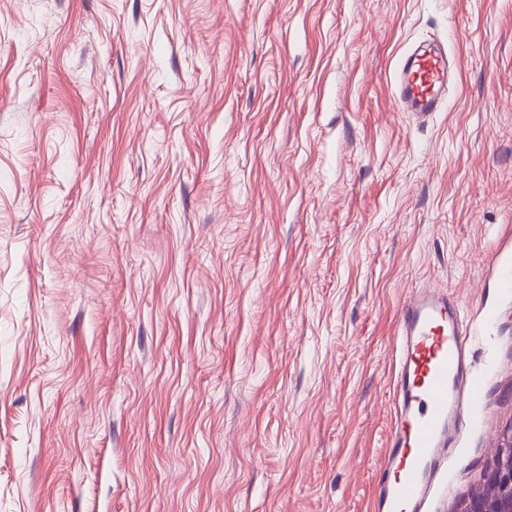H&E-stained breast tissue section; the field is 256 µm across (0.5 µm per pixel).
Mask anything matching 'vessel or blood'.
Here are the masks:
<instances>
[{
	"instance_id": "obj_1",
	"label": "vessel or blood",
	"mask_w": 512,
	"mask_h": 512,
	"mask_svg": "<svg viewBox=\"0 0 512 512\" xmlns=\"http://www.w3.org/2000/svg\"><path fill=\"white\" fill-rule=\"evenodd\" d=\"M394 101L428 118L445 103L448 53L423 43L406 51L392 72ZM469 333L458 300L426 287L409 296L397 320L400 355L395 418L381 465L376 512H428L434 480L448 455L466 397L480 389L471 369Z\"/></svg>"
}]
</instances>
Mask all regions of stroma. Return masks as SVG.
Masks as SVG:
<instances>
[{
	"label": "stroma",
	"mask_w": 512,
	"mask_h": 512,
	"mask_svg": "<svg viewBox=\"0 0 512 512\" xmlns=\"http://www.w3.org/2000/svg\"><path fill=\"white\" fill-rule=\"evenodd\" d=\"M459 76L427 125L401 53ZM512 0H0V512H374L396 319L459 297L512 432ZM391 84L401 111L423 119L440 112L448 87V52L434 43L409 49L399 58Z\"/></svg>",
	"instance_id": "obj_1"
}]
</instances>
